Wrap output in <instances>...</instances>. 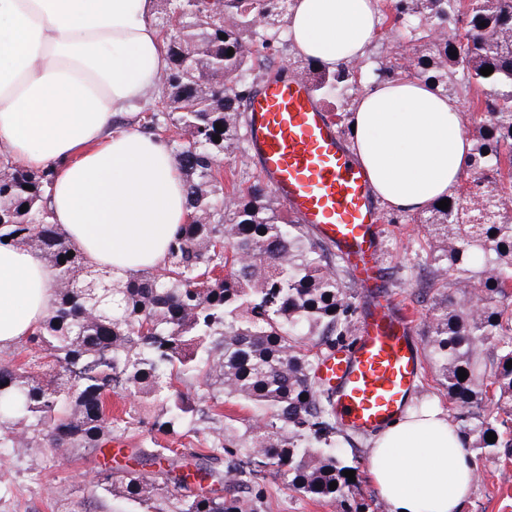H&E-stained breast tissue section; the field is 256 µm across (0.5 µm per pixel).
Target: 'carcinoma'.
<instances>
[{
  "instance_id": "cac0c4a2",
  "label": "carcinoma",
  "mask_w": 512,
  "mask_h": 512,
  "mask_svg": "<svg viewBox=\"0 0 512 512\" xmlns=\"http://www.w3.org/2000/svg\"><path fill=\"white\" fill-rule=\"evenodd\" d=\"M252 2L157 4L155 26L176 17L179 29L165 40L170 92L151 98L141 128L169 147L189 210L163 266L89 292L87 281L110 276L92 269L52 222L47 194L55 170H25L0 152V246L32 248L58 270L48 314L25 339L34 355L0 362V453L37 460L101 448L124 432L112 397L129 395L142 407H160L151 423L159 432L204 414L224 425L211 430L205 451L135 449V467L115 462L96 474L90 494L118 492L140 504L158 496L165 503L158 512H245L243 502L224 496L244 473L243 448L248 464L292 488L342 512H362L343 475L360 462L333 450L343 428L331 390L315 377L314 349H334L352 334L340 262L306 225L283 214L268 185L233 179L227 188L220 168L245 150L247 104L262 83L281 77L276 56L288 49L281 35L290 0H262V28L250 25ZM446 12L466 19L465 33L450 36L464 41L457 56L432 45L420 52L417 43ZM406 15L419 20L408 40L417 78L433 84L446 75L440 89L447 92L460 72L481 88L476 107L485 119L472 134L471 180L448 208L431 207L446 224L429 244L430 287L441 297L428 309L425 333L448 417L469 450L490 456L512 447L501 432L508 428L502 413L512 408V220L502 202L503 158L512 161V56L491 40L494 31L512 30V0H409ZM294 64L319 95L350 89L345 65L330 71L298 57ZM488 65L493 73L484 76ZM187 379L203 387L208 407L174 390ZM229 400L251 408L241 433L221 412Z\"/></svg>"
}]
</instances>
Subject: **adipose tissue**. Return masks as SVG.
Returning <instances> with one entry per match:
<instances>
[{
  "label": "adipose tissue",
  "instance_id": "ef3b65f1",
  "mask_svg": "<svg viewBox=\"0 0 512 512\" xmlns=\"http://www.w3.org/2000/svg\"><path fill=\"white\" fill-rule=\"evenodd\" d=\"M156 0H0V143L12 162L56 170L53 221L95 269L120 279L163 265L188 209L167 145L115 117L159 89L168 59ZM295 53L326 68L361 60L380 32V0H293ZM458 98L415 77L356 100L349 141L373 194L416 213L453 195L471 152ZM57 271L0 247V348L47 314ZM476 463L447 414L407 409L377 432L367 471L391 512H462Z\"/></svg>",
  "mask_w": 512,
  "mask_h": 512
}]
</instances>
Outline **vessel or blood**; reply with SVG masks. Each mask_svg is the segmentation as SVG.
Here are the masks:
<instances>
[{
    "instance_id": "vessel-or-blood-1",
    "label": "vessel or blood",
    "mask_w": 512,
    "mask_h": 512,
    "mask_svg": "<svg viewBox=\"0 0 512 512\" xmlns=\"http://www.w3.org/2000/svg\"><path fill=\"white\" fill-rule=\"evenodd\" d=\"M261 175L284 208L335 247L365 288L366 319L355 343L318 367L347 429L373 433L399 417L421 362L412 319L386 291L376 263L380 218L368 179L298 78L264 84L247 106Z\"/></svg>"
}]
</instances>
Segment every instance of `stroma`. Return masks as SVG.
<instances>
[{"label":"stroma","mask_w":512,"mask_h":512,"mask_svg":"<svg viewBox=\"0 0 512 512\" xmlns=\"http://www.w3.org/2000/svg\"><path fill=\"white\" fill-rule=\"evenodd\" d=\"M393 45V38L387 33L373 41L360 63L354 89L324 100L328 114H336L344 101L355 100L358 94L373 87L375 70ZM376 208L385 218L379 238L378 262L385 272L390 293L414 319L413 334L422 361L421 379L410 402L414 405L434 403L448 408V395L438 383L439 371L423 334L426 309L414 299L427 277L430 233L419 214H406L404 221L392 224L388 221L389 207L380 201ZM215 425L212 419L199 420L196 423L198 433L193 436L181 427L173 433H156L134 420L122 440L130 448L159 444L185 451L198 448L200 438L207 436ZM116 452V447L111 445L94 454L78 448L65 458L44 463L38 470L26 456L0 455V512H66L70 501L86 495L85 477L94 475L108 456ZM475 461L478 477L463 512H512V455H479ZM238 495L251 502L254 512H339L335 504L305 496L264 473L249 477L247 485L239 488Z\"/></svg>","instance_id":"obj_1"}]
</instances>
